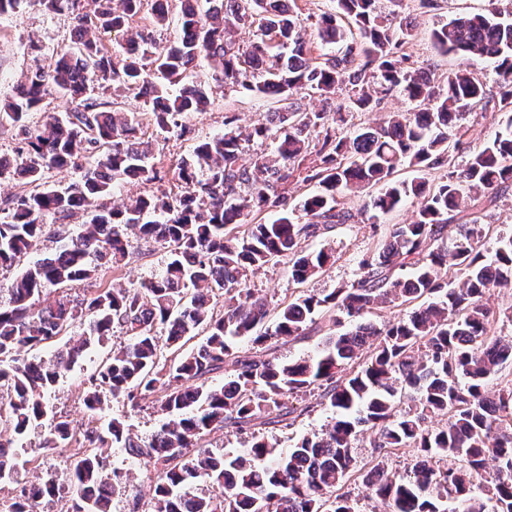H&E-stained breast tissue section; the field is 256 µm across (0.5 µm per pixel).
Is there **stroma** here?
Here are the masks:
<instances>
[{"mask_svg": "<svg viewBox=\"0 0 512 512\" xmlns=\"http://www.w3.org/2000/svg\"><path fill=\"white\" fill-rule=\"evenodd\" d=\"M383 13L398 11L400 17L412 25V35L404 47L408 64L412 67L434 69L436 75H445L457 68L459 60L451 54L441 53L431 39V31L436 23L462 13L486 11L489 0H402L393 4L392 0H380ZM68 19L48 14L36 6H23L17 12L0 17V98L13 95L21 78L22 70L27 69L29 59L26 45L29 39L42 41L46 52L53 53L68 43ZM475 73L485 85L488 101L471 110L465 124L469 128L470 139L477 144L492 139L500 130L504 113L494 108L498 97L497 76L492 65L477 63ZM188 82H209L213 89L214 103L206 111L191 113L187 119L189 132L180 137L176 134L153 133L154 155L157 161L170 165L188 155L197 138L217 134L224 130L225 113H234L241 130H250L255 124L264 122L269 113L282 111V103L270 98L246 95L225 89L222 82L216 81L212 70L200 65L189 71ZM368 192L347 195L344 207L351 220L327 237L326 242L336 255L335 263L318 278L309 282L313 292L325 294L333 288L352 283L359 275V261L371 251L381 234L390 225L406 224L416 216L418 203L415 199L406 200L394 212L371 221L366 210ZM133 257L122 270H113L111 265H101L95 280L96 286L140 285L159 275L167 260V251L159 244L132 238ZM249 284L254 292L264 297L269 307L288 301L296 295L298 287L288 277L285 266H266L249 276ZM111 343L92 346L82 361L67 372L54 388L45 394L44 402L52 412L69 416L73 423L87 422L88 412L83 404L85 381L110 354ZM111 467L134 475L133 482L123 485L112 499V512H129L128 504L133 497H140L142 505H149L152 490L139 461L126 454L123 449L108 451Z\"/></svg>", "mask_w": 512, "mask_h": 512, "instance_id": "obj_1", "label": "stroma"}]
</instances>
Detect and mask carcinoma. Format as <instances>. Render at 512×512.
Listing matches in <instances>:
<instances>
[{
    "instance_id": "obj_1",
    "label": "carcinoma",
    "mask_w": 512,
    "mask_h": 512,
    "mask_svg": "<svg viewBox=\"0 0 512 512\" xmlns=\"http://www.w3.org/2000/svg\"><path fill=\"white\" fill-rule=\"evenodd\" d=\"M33 3L66 14L77 37L45 63L39 41H29L34 65L7 100H0V128L16 130L13 155L0 156V181L20 190L0 197V269L20 267L6 283L0 306V512H44L41 505L72 501L70 512H112V495L131 476L110 468L103 448H122L143 463L154 482L151 512H361L347 490L357 468L354 445L363 431L378 449L363 481L365 498L388 512H512V338L490 335L497 312L489 299L512 288V235L480 215L512 187V0H491L485 14H466L434 28L443 53L456 54L457 70L440 80L427 68L404 66L401 54L411 27L376 10V0H336L317 22L320 45L299 31L297 0H180V29L163 45L169 9L154 0H0V16ZM148 23L110 51L107 34ZM259 22L258 41L241 46L234 28ZM492 62L505 128L484 144L466 139L462 120L486 96L470 67ZM205 60L224 86L288 102L266 122L243 133L224 114V132L198 141L168 173L154 161L139 116L113 100L119 90L144 98L143 111L161 131L189 132L185 117L210 105L202 83L184 75ZM417 103L415 112H390L374 126L346 133L349 112L376 109L372 85ZM348 101L334 106L336 92ZM323 102L309 112L302 99ZM71 100L61 116L40 124L30 117L53 96ZM270 142L259 155L251 142ZM467 156L456 166L448 150ZM317 163L303 166L309 149ZM82 168L65 188L47 174ZM406 166L411 180L397 173ZM444 169L442 181L426 174ZM179 191L158 190L109 206L115 183L160 184L167 175ZM319 190L300 214L288 206V184L297 176ZM381 185L371 198L372 217L421 198L415 220L393 224L359 261V277L325 295L299 293L270 312L248 287L249 274L288 263V277L303 285L326 271L332 252L305 251L351 219L346 194ZM277 211L268 223H247L253 212ZM82 214L75 226L71 220ZM459 220L451 240L445 228ZM55 252L25 261L46 232ZM167 245L162 274L142 287L95 288L73 297L66 288L94 279L102 262L117 270L129 263V233ZM53 289L46 306L36 301ZM406 306L408 318L377 325L361 319L367 309ZM355 322L342 328L338 314ZM74 327L82 339L49 362L25 357L56 342ZM125 340L85 382L83 402L91 425L77 428L64 415L52 422L40 448L62 456L72 443L82 452L68 478L46 470L33 480L18 470L17 442L47 417L44 394L77 364L86 349L114 336ZM203 336L199 344L187 343ZM318 337L317 351L294 360L276 354L277 343ZM247 338L246 351L235 340ZM224 384L212 388V374ZM412 391L407 407L402 392ZM131 409L149 401L165 417L146 440L124 419L100 424L96 416L112 399ZM303 401L288 405L287 399ZM317 406L336 412L319 435L282 449L268 428L307 415ZM443 416L430 425L427 419ZM251 438L247 448L213 452L199 442L214 430ZM412 448L416 459L403 474L388 457ZM219 494L197 495L199 481Z\"/></svg>"
}]
</instances>
